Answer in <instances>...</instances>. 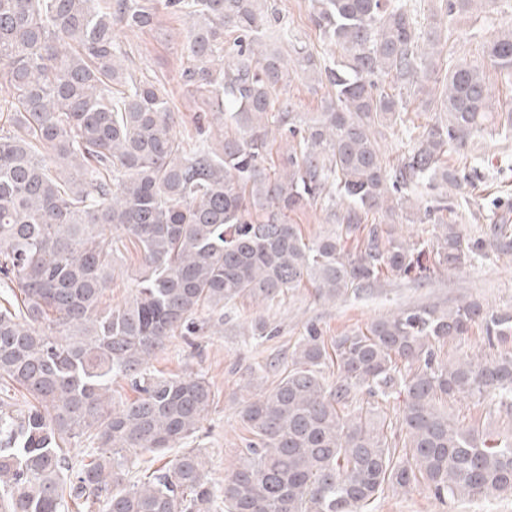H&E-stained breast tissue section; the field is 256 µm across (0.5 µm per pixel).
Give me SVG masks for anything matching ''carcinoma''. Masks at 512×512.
Returning <instances> with one entry per match:
<instances>
[{"instance_id":"obj_1","label":"carcinoma","mask_w":512,"mask_h":512,"mask_svg":"<svg viewBox=\"0 0 512 512\" xmlns=\"http://www.w3.org/2000/svg\"><path fill=\"white\" fill-rule=\"evenodd\" d=\"M495 0H445L446 16ZM267 0H0V278L16 304L0 306V508L63 512H371L384 487L422 489L445 503L512 494V440L463 427L448 401L492 395L512 415V354L446 360L448 341L480 328L488 346L512 343V311L476 300L382 316L328 342L314 326L275 384L244 402L249 434L239 463L212 482L198 432L214 401L201 375L158 377L150 361L175 335L196 333L203 311L241 297L272 301L310 281L334 301L381 275L460 271L512 252V225L477 237L455 220L469 206L445 156L497 125L483 65L452 50L438 78L443 18L419 21L415 0H315L332 68L288 40ZM188 16L184 84L211 99L213 143L177 135L167 89L136 78L115 27L155 26L160 9ZM238 32L233 41L226 31ZM335 90L307 116L275 105L288 59ZM512 83V29L484 46ZM391 79L400 92L379 82ZM441 83L443 116L417 131L403 91ZM400 127L409 149L387 164L377 135ZM300 135L282 169L262 162L271 128ZM431 192L416 221L430 239L391 225L400 194ZM331 211L336 231L310 240L288 215ZM371 214L381 223L367 225ZM140 250L135 297L103 305L123 239ZM336 366L327 382L325 368ZM130 380L138 397L112 399ZM22 391L24 401L5 393ZM366 396L398 401L395 419ZM88 444L73 469L69 448ZM178 449L175 462L129 488L137 456Z\"/></svg>"}]
</instances>
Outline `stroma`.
<instances>
[{"label":"stroma","mask_w":512,"mask_h":512,"mask_svg":"<svg viewBox=\"0 0 512 512\" xmlns=\"http://www.w3.org/2000/svg\"><path fill=\"white\" fill-rule=\"evenodd\" d=\"M268 4L310 52L327 64L336 63L337 52L310 23V0H268ZM450 27V44L455 51L468 59H478L483 43L512 27V0H497L486 11L454 16ZM186 28L184 14L164 10L153 29L127 33L123 39L129 70L171 91L179 127L191 131L206 114L208 95L187 92L180 83V74L187 65L182 49ZM327 94L326 84L296 73L274 98L289 101L295 111L316 112ZM467 150L475 158L473 164H463L452 156L448 165L463 169L467 177L473 209L463 218L462 227L476 236L485 225L512 214V140H502L489 130L469 142ZM139 262V254L132 249L117 260L104 304L132 298ZM463 300L512 310V256L493 263L477 262L459 273L435 272L419 281L385 274L359 295L349 294L333 302L319 300L308 286L290 290L270 305L241 298L226 305L223 319L210 320L203 331L185 339L173 338L152 365L167 375L198 374L211 383L214 402L200 431L186 445L203 449L209 474L220 484L236 466L243 446L246 432L239 418L243 402L270 388L273 376L265 372V364L288 362L308 327H317L325 339L331 340L366 328L386 314L420 306L448 308ZM259 318L274 329V336L252 338L250 326ZM448 411L460 424L477 422L501 436H512V420L492 398H461L449 402ZM372 512H512V496L442 504L418 489L407 493L388 489L373 504Z\"/></svg>","instance_id":"obj_1"}]
</instances>
